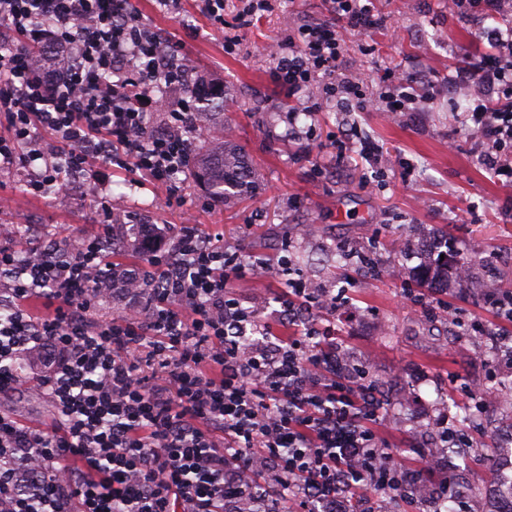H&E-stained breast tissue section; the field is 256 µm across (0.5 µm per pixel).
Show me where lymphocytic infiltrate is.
Instances as JSON below:
<instances>
[{
    "label": "lymphocytic infiltrate",
    "mask_w": 512,
    "mask_h": 512,
    "mask_svg": "<svg viewBox=\"0 0 512 512\" xmlns=\"http://www.w3.org/2000/svg\"><path fill=\"white\" fill-rule=\"evenodd\" d=\"M326 2L334 23L275 44L272 77L289 92L335 75L336 21L377 22L367 0ZM481 38L487 53L460 76L478 93L459 121L491 142L486 163L512 180L499 155L512 144V22ZM192 65L132 0H0V174L29 168L25 188L41 194L131 165L178 194L200 98L222 89L184 90ZM137 234L159 248L149 275L122 267L128 303L109 318L99 315L115 293L102 238L0 247V394L28 389L56 412L33 426L0 411V512H268L269 484L295 512H351L347 490L408 493L372 426L382 405L365 370L327 332L279 335L234 297L260 262L195 224ZM279 303L284 327L298 307L336 309L335 295L290 278Z\"/></svg>",
    "instance_id": "1"
}]
</instances>
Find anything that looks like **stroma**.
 Here are the masks:
<instances>
[{
    "mask_svg": "<svg viewBox=\"0 0 512 512\" xmlns=\"http://www.w3.org/2000/svg\"><path fill=\"white\" fill-rule=\"evenodd\" d=\"M134 3L146 23L181 39L199 73L219 78L224 125L244 146L257 182L250 196L224 203L190 177L174 197L146 174L116 165L105 181L116 217L197 224L247 259L288 260L291 278L333 290L340 298L336 348L368 370L384 405L376 429L391 462L427 492L452 477L462 496L482 494L494 512L499 478L487 473L483 446L512 427V400L484 410L475 403L512 381V359L485 353L480 340L512 334V322L487 306L476 285L489 280L496 291L512 290V185L484 166L490 144L458 126L471 100L454 83L478 60L481 16L455 0H372L379 25L357 32L337 23L346 48L338 74L360 83L372 103L365 110L360 101L338 105L321 81L291 96L269 77L276 39L327 18L324 0H277L241 31L239 0H224L220 27L196 0L165 15L151 0ZM235 31L239 49L225 54L224 37ZM418 75L435 81L433 93L415 83ZM400 80L421 95L419 111L384 112V93ZM364 140L377 146L376 158L361 155ZM26 176L0 177L8 199L0 224L23 226L29 241L43 245L59 235L101 233L93 196L74 188L32 195ZM443 227L449 264L466 263L471 277L431 288L410 271ZM449 429L464 435V445L439 469L422 470V456Z\"/></svg>",
    "mask_w": 512,
    "mask_h": 512,
    "instance_id": "1",
    "label": "stroma"
}]
</instances>
